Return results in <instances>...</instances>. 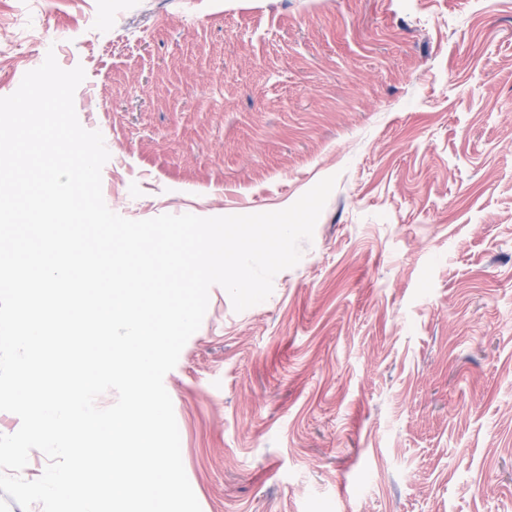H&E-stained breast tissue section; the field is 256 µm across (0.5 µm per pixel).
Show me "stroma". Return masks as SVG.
<instances>
[{
  "mask_svg": "<svg viewBox=\"0 0 512 512\" xmlns=\"http://www.w3.org/2000/svg\"><path fill=\"white\" fill-rule=\"evenodd\" d=\"M50 51L122 217L337 178L164 377L202 512H512V0H0V97Z\"/></svg>",
  "mask_w": 512,
  "mask_h": 512,
  "instance_id": "1",
  "label": "stroma"
}]
</instances>
